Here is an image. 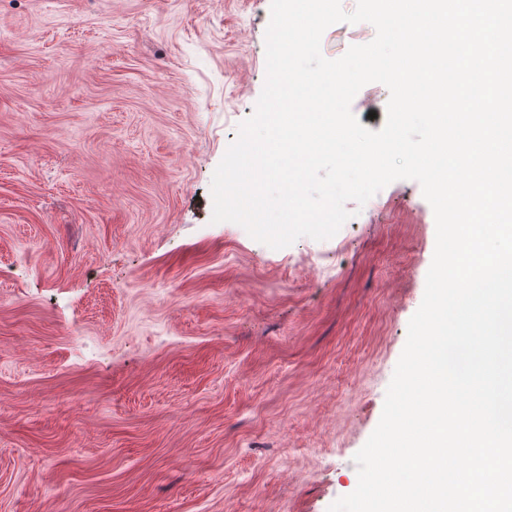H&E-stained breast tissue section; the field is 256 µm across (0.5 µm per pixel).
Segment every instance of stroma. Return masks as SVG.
Wrapping results in <instances>:
<instances>
[{"instance_id":"stroma-1","label":"stroma","mask_w":512,"mask_h":512,"mask_svg":"<svg viewBox=\"0 0 512 512\" xmlns=\"http://www.w3.org/2000/svg\"><path fill=\"white\" fill-rule=\"evenodd\" d=\"M270 0H0V512H328L357 487L436 226L388 184L327 240L212 220ZM375 37L337 23L325 58ZM389 96L351 110L381 129Z\"/></svg>"}]
</instances>
